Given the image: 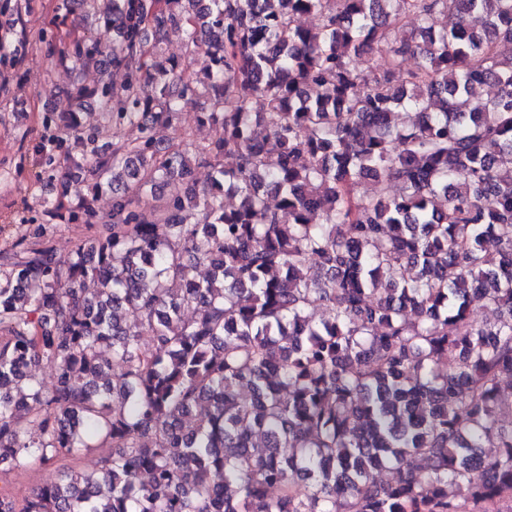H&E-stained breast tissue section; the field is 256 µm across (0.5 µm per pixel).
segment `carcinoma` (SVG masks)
<instances>
[{"mask_svg": "<svg viewBox=\"0 0 512 512\" xmlns=\"http://www.w3.org/2000/svg\"><path fill=\"white\" fill-rule=\"evenodd\" d=\"M105 2L112 41L44 40L125 81L74 82L46 124L69 219L107 231L62 258L36 224L0 263V464L58 469L0 512H512V0ZM176 34L187 60H151ZM88 99L136 136L85 133ZM200 101L213 137L168 145Z\"/></svg>", "mask_w": 512, "mask_h": 512, "instance_id": "obj_1", "label": "carcinoma"}]
</instances>
